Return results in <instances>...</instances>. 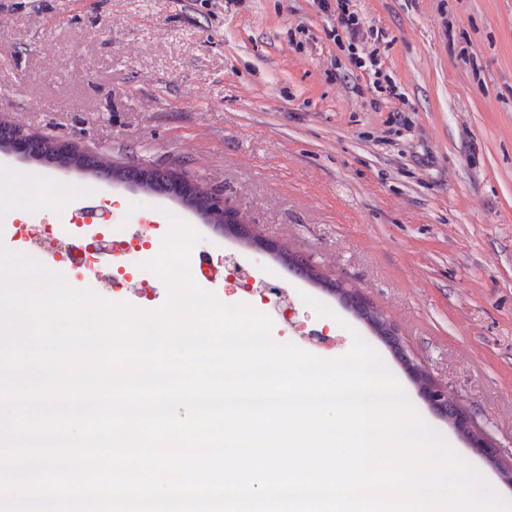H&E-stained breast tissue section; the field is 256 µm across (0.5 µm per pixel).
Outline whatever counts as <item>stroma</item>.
Masks as SVG:
<instances>
[{"instance_id":"1","label":"stroma","mask_w":512,"mask_h":512,"mask_svg":"<svg viewBox=\"0 0 512 512\" xmlns=\"http://www.w3.org/2000/svg\"><path fill=\"white\" fill-rule=\"evenodd\" d=\"M353 6L363 23L351 50L318 0H0V122L223 190L255 235L362 290L413 362L472 414L496 464L336 297L168 197L5 153L0 173L33 186L0 190V225L82 223L74 200L38 209L39 186L90 191L110 224L104 250L168 210L201 233L193 255L213 258L198 285L324 359L361 335L484 487L512 500V0ZM372 51L398 97L351 60ZM96 291L144 310L166 299L158 276L144 288L108 268Z\"/></svg>"}]
</instances>
